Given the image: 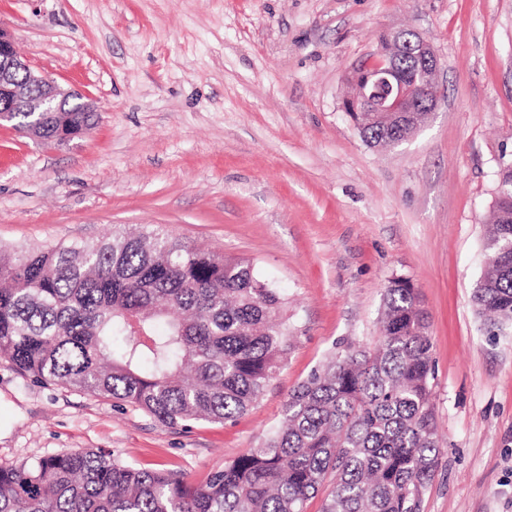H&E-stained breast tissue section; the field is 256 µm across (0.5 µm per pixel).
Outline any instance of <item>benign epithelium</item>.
<instances>
[{
	"mask_svg": "<svg viewBox=\"0 0 512 512\" xmlns=\"http://www.w3.org/2000/svg\"><path fill=\"white\" fill-rule=\"evenodd\" d=\"M387 43L388 48L357 68L351 78L355 93L344 99L342 108L351 116L361 112L380 117L394 115L400 125L414 132L428 122L436 106L438 55L434 46L413 30L389 33ZM71 100L75 111L95 112V106L83 101L82 95L35 73L17 54L13 38L0 28V123H9L43 144L63 143L77 133L45 140L35 135L33 127L14 123L11 115L66 112Z\"/></svg>",
	"mask_w": 512,
	"mask_h": 512,
	"instance_id": "benign-epithelium-1",
	"label": "benign epithelium"
}]
</instances>
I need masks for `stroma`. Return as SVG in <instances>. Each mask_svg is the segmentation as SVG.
<instances>
[{
	"instance_id": "1",
	"label": "stroma",
	"mask_w": 512,
	"mask_h": 512,
	"mask_svg": "<svg viewBox=\"0 0 512 512\" xmlns=\"http://www.w3.org/2000/svg\"><path fill=\"white\" fill-rule=\"evenodd\" d=\"M23 59L97 112L67 144L0 126V244L94 243L147 224L250 259L294 345L236 422L169 427L0 358V466L101 448L200 482L262 444L290 391L380 339L390 278L429 315L439 467L422 512H512V328L485 329L495 171L512 164V0H0ZM439 56L432 119L367 145L341 110L390 31Z\"/></svg>"
}]
</instances>
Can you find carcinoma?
<instances>
[{
    "label": "carcinoma",
    "mask_w": 512,
    "mask_h": 512,
    "mask_svg": "<svg viewBox=\"0 0 512 512\" xmlns=\"http://www.w3.org/2000/svg\"><path fill=\"white\" fill-rule=\"evenodd\" d=\"M58 112L41 137L78 130ZM401 127L372 121L377 147ZM488 269L473 302L491 332L512 325V195L496 202ZM382 338L344 350L296 386L283 422L224 469L192 483L80 450L0 467V512H420L440 448L434 365L418 289L391 278ZM288 298L245 258L156 228L94 244L0 247V358L35 380L128 403L167 426L232 423L292 349Z\"/></svg>",
    "instance_id": "obj_1"
}]
</instances>
